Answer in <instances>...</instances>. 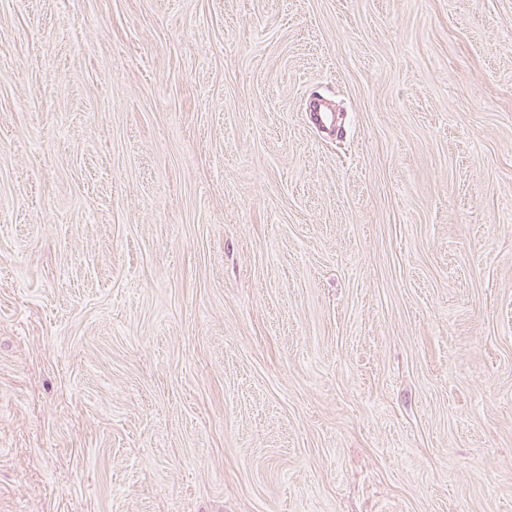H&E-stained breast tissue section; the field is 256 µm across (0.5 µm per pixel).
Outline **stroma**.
Listing matches in <instances>:
<instances>
[{
  "instance_id": "35a3bbf8",
  "label": "stroma",
  "mask_w": 512,
  "mask_h": 512,
  "mask_svg": "<svg viewBox=\"0 0 512 512\" xmlns=\"http://www.w3.org/2000/svg\"><path fill=\"white\" fill-rule=\"evenodd\" d=\"M0 512H512V0H0Z\"/></svg>"
}]
</instances>
